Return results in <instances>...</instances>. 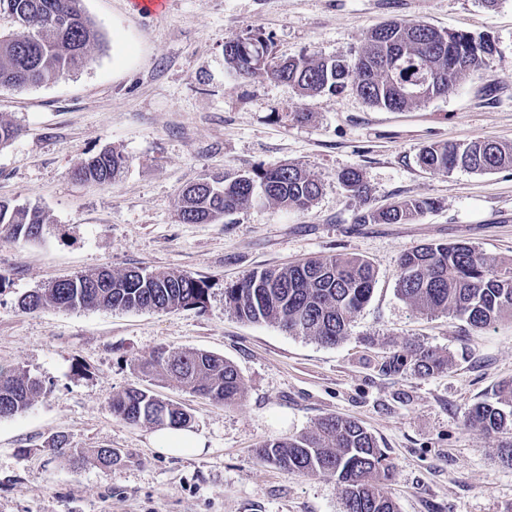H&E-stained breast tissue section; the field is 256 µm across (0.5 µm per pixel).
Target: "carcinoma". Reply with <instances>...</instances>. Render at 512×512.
<instances>
[{"label": "carcinoma", "instance_id": "carcinoma-1", "mask_svg": "<svg viewBox=\"0 0 512 512\" xmlns=\"http://www.w3.org/2000/svg\"><path fill=\"white\" fill-rule=\"evenodd\" d=\"M0 13L12 22L0 34V88L35 86L78 71L89 63L88 47L97 31L81 8V0H0ZM488 39L466 32L438 30L424 23L391 22L372 28L358 55L348 61L301 55L274 61L272 43L256 30L224 43V58L240 76L265 72L293 85L300 95L337 92L354 82L369 103L400 110L448 93L456 77L477 70L491 54ZM420 164L433 172L457 168L489 172L512 167V144L484 139L448 145L430 144L419 152ZM127 165V159L102 151L73 171L77 178L106 184ZM353 197L364 193L360 174L347 170L338 177ZM323 182L297 165L258 168L228 183L201 181L188 187L179 220L188 224L217 221L253 202L275 201L308 208L321 194ZM432 208L427 199H404L357 217L359 224H405ZM44 219L36 208L0 201V237L35 241ZM397 292L420 312L454 314L472 328L484 329L512 319V260L494 265L467 243L428 244L400 259ZM376 272L366 260L349 256L310 259L283 268H265L224 287V305L248 322L273 321L290 334L310 336L334 346L348 336L355 312L371 298ZM211 285L187 273L131 269L114 275L108 269L55 280L19 299V307L35 311L49 307L76 310L103 307L122 311H169L203 308ZM411 365L420 375L448 366V358L422 350L406 360L397 356L393 368ZM162 370L166 379L215 403H232L243 390L236 366L220 355L199 350L161 349L141 364L151 375ZM44 391L41 380L18 368L0 367V418L27 412ZM166 404L164 426L185 428L192 416L183 408L131 388L112 397V414L132 426H158L151 414ZM465 424L483 432L512 430V380L502 383L493 400L475 403ZM52 451L75 465L93 456L112 468L118 455L110 448L67 451L63 440ZM260 460L285 473L328 475L343 487L344 512H396L387 490L390 465L376 439L358 422L336 415L322 418L298 437L268 441L257 451Z\"/></svg>", "mask_w": 512, "mask_h": 512}]
</instances>
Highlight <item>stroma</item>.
I'll return each mask as SVG.
<instances>
[{
  "label": "stroma",
  "mask_w": 512,
  "mask_h": 512,
  "mask_svg": "<svg viewBox=\"0 0 512 512\" xmlns=\"http://www.w3.org/2000/svg\"><path fill=\"white\" fill-rule=\"evenodd\" d=\"M98 37L89 64L39 86L0 88V117L20 129L0 149V200L39 207L34 242L0 240V367L21 368L46 391L28 412L0 419V512H343L331 476L287 474L261 462L264 442L312 430L329 415L354 419L393 465L397 512H512V468L501 433L468 428L467 410L512 380V322L474 329L424 314L397 293L399 258L427 243L466 242L487 259L512 258V167L430 172L423 146L475 139L512 143V0H170L165 13L131 0H82ZM424 22L487 38L495 50L460 73L445 96L400 111L354 87L304 97L285 82L239 77L226 40L259 29L279 58L353 59L387 22ZM109 148L128 167L112 183L71 170ZM294 164L320 176L307 209L251 203L208 224L178 218L182 191L204 178ZM357 169L366 198L337 182ZM434 202L409 224L356 217L397 199ZM345 254L377 277L348 336L327 346L274 323L238 319L224 286L255 270ZM133 268L209 280L205 307L169 312L44 309L24 294L77 272ZM438 350L447 369L424 377L391 370L397 353ZM161 348L231 361L242 396L216 404L144 377ZM152 391L192 415L198 452L158 450L152 428L113 415V395ZM111 448L112 468L70 465L50 451Z\"/></svg>",
  "instance_id": "35a3bbf8"
}]
</instances>
